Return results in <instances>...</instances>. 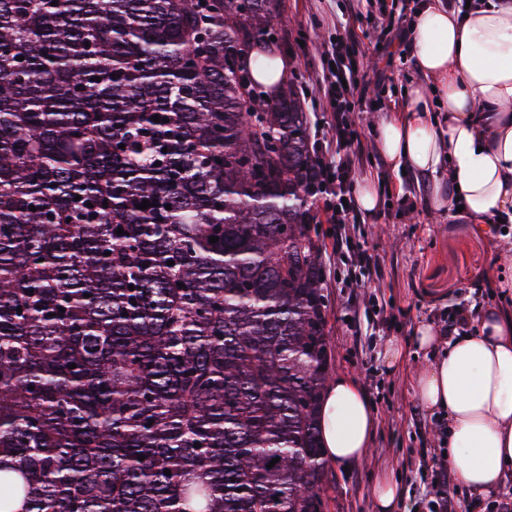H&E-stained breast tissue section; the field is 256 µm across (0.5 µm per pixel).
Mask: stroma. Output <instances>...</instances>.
Wrapping results in <instances>:
<instances>
[{
  "label": "stroma",
  "mask_w": 512,
  "mask_h": 512,
  "mask_svg": "<svg viewBox=\"0 0 512 512\" xmlns=\"http://www.w3.org/2000/svg\"><path fill=\"white\" fill-rule=\"evenodd\" d=\"M378 0H280L272 23L288 64V79L299 85L310 128L326 114L317 74L319 53L348 26L358 40L360 70L367 77L385 76L383 113L358 112L354 118L364 145L373 154L357 171L383 183L390 196L403 194L422 200L418 214L391 217L387 207L369 214L359 212L349 225L350 245L368 248L377 256L379 270L369 274L334 252L336 236L322 210L323 194L313 197L312 210L319 227L327 299V331L332 346V373L353 378L369 396L377 427L367 456L350 467L326 465L323 479L324 512H374L375 481L392 473L403 488L395 512H429L438 478L435 465L442 455L436 417L419 402L412 377L424 354L407 351L402 364L388 368L389 342L407 341L423 321L442 325L448 314L463 305L476 312L489 308L512 309V296L502 297L487 277L495 264L500 242L491 238L465 214L433 208V182L389 168L375 153L376 125L406 105L404 88L419 81L414 60L390 57L365 33Z\"/></svg>",
  "instance_id": "stroma-1"
}]
</instances>
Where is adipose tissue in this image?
<instances>
[{
	"label": "adipose tissue",
	"instance_id": "1",
	"mask_svg": "<svg viewBox=\"0 0 512 512\" xmlns=\"http://www.w3.org/2000/svg\"><path fill=\"white\" fill-rule=\"evenodd\" d=\"M411 38L423 79L403 114L381 120L377 148L393 167L433 177L432 204L458 199L476 223L512 211V0H475L466 15L427 0ZM447 125L430 116L435 102ZM412 346L428 360L415 375L421 404L445 414L448 463L458 482L493 494L512 475V312L486 310L475 332L444 340L431 323ZM376 413L340 375L324 393L320 429L328 463L350 465L371 446Z\"/></svg>",
	"mask_w": 512,
	"mask_h": 512
}]
</instances>
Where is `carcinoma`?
I'll return each instance as SVG.
<instances>
[{"label":"carcinoma","mask_w":512,"mask_h":512,"mask_svg":"<svg viewBox=\"0 0 512 512\" xmlns=\"http://www.w3.org/2000/svg\"><path fill=\"white\" fill-rule=\"evenodd\" d=\"M249 2L0 0V512H323L315 167Z\"/></svg>","instance_id":"obj_1"}]
</instances>
